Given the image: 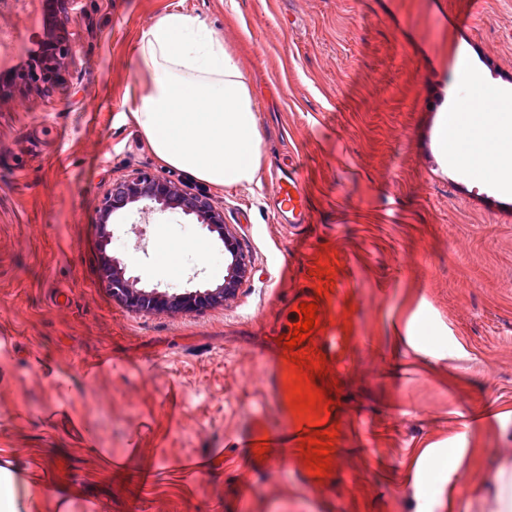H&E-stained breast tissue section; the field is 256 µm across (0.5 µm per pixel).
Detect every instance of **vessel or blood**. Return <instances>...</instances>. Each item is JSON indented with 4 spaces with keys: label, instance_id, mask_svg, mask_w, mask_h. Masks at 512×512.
<instances>
[{
    "label": "vessel or blood",
    "instance_id": "b4317fda",
    "mask_svg": "<svg viewBox=\"0 0 512 512\" xmlns=\"http://www.w3.org/2000/svg\"><path fill=\"white\" fill-rule=\"evenodd\" d=\"M277 199L275 204L280 213L287 215L289 224L299 228L309 217L307 197L301 187L297 171L278 177ZM354 300L349 283L336 279L329 287L316 290L313 287L292 289L284 305V316L277 329H274L271 343L275 357L266 370L264 378V398L271 401L278 417L284 425L283 431H275L264 421H256L251 430L255 444L265 447L269 459L278 460L284 456H300L307 437L315 431L332 432L336 429L337 407L328 390L325 376L310 365H298L297 358L309 351L320 352L336 369H344L348 364V353L356 335V328L345 314ZM316 304L318 323L309 336L297 347L286 348L291 340L294 325L299 322L301 304ZM307 374L310 386L322 392V401L315 409L298 412L292 395L294 376Z\"/></svg>",
    "mask_w": 512,
    "mask_h": 512
}]
</instances>
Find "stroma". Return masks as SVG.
Returning a JSON list of instances; mask_svg holds the SVG:
<instances>
[{"label": "stroma", "mask_w": 512, "mask_h": 512, "mask_svg": "<svg viewBox=\"0 0 512 512\" xmlns=\"http://www.w3.org/2000/svg\"><path fill=\"white\" fill-rule=\"evenodd\" d=\"M251 75L261 182L219 189L162 166L129 119L140 31L173 8ZM69 39L56 82L0 80V453L69 512H490L512 464V192L447 162L439 130L472 88L512 94V0H73L25 33ZM303 169L310 222L279 220L272 173ZM208 195L250 273L222 307L137 313L102 255L159 289L226 273L217 233L178 212L131 230L100 203L137 172ZM200 238L171 281L159 230ZM348 276L357 325L316 486L306 458L238 448L262 402L289 291ZM459 459L451 481L425 454Z\"/></svg>", "instance_id": "35a3bbf8"}]
</instances>
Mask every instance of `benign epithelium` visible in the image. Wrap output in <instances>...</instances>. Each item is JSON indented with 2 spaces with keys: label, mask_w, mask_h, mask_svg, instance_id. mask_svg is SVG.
Masks as SVG:
<instances>
[{
  "label": "benign epithelium",
  "mask_w": 512,
  "mask_h": 512,
  "mask_svg": "<svg viewBox=\"0 0 512 512\" xmlns=\"http://www.w3.org/2000/svg\"><path fill=\"white\" fill-rule=\"evenodd\" d=\"M71 50L69 41L49 30L34 55L28 69L20 73L23 80L54 82L58 62ZM142 202L140 213L180 210L183 214L196 217L198 223L218 233L227 255L224 284L214 289L160 291L137 287L138 279L126 276L125 267L115 257H104L101 263L100 279L112 294V298L131 311L138 313L181 312L188 313L224 305V298L232 295L249 273L248 261L234 233L224 225V213L201 193L182 191L167 180L149 173H137L111 186L99 209V223L103 241L111 238L107 230L112 215L133 203Z\"/></svg>",
  "instance_id": "7a95c632"
}]
</instances>
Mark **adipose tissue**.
<instances>
[{
  "label": "adipose tissue",
  "mask_w": 512,
  "mask_h": 512,
  "mask_svg": "<svg viewBox=\"0 0 512 512\" xmlns=\"http://www.w3.org/2000/svg\"><path fill=\"white\" fill-rule=\"evenodd\" d=\"M134 60L145 89L132 120L164 166L216 188L259 181L258 104L248 73L223 39L200 18L170 11L141 31ZM471 83L472 97L442 133V152L463 160L471 175L512 190V98L488 91L479 78ZM188 252L204 259L209 247L159 234L155 258L170 280H179ZM31 484L27 473L1 463L0 512H65V504Z\"/></svg>",
  "instance_id": "1"
}]
</instances>
